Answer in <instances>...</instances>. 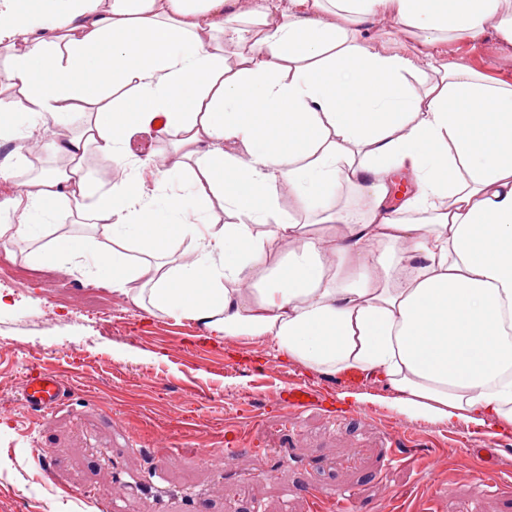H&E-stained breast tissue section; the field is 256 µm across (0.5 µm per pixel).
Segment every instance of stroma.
Returning <instances> with one entry per match:
<instances>
[{"mask_svg": "<svg viewBox=\"0 0 512 512\" xmlns=\"http://www.w3.org/2000/svg\"><path fill=\"white\" fill-rule=\"evenodd\" d=\"M441 62L464 64L488 80L512 84V51L498 32L478 38L449 33L437 46ZM32 244L0 241V512H101L121 493L113 466L140 474L153 462L152 445L179 434L182 452L168 464L166 484L200 493L197 512H310L308 489L358 494L356 512H391L400 495L423 500V512H512V435L496 437L493 461L473 453L481 434L399 414L396 394L378 376L329 375L277 356L269 341L216 340L191 318L161 315L116 297L108 280L81 264L58 271L32 264ZM31 269L15 287L11 267ZM111 304L112 318L99 311ZM52 319H44V310ZM56 365L76 389L52 413L22 402L28 370ZM299 379L341 400L343 419L322 409L305 412L287 435L277 410L283 381ZM256 416L252 437L270 456L240 454L225 464L224 419ZM425 443L427 464L388 461L405 430ZM210 449L200 460L198 449Z\"/></svg>", "mask_w": 512, "mask_h": 512, "instance_id": "1", "label": "stroma"}]
</instances>
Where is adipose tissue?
Returning a JSON list of instances; mask_svg holds the SVG:
<instances>
[{
  "instance_id": "adipose-tissue-1",
  "label": "adipose tissue",
  "mask_w": 512,
  "mask_h": 512,
  "mask_svg": "<svg viewBox=\"0 0 512 512\" xmlns=\"http://www.w3.org/2000/svg\"><path fill=\"white\" fill-rule=\"evenodd\" d=\"M388 24L418 36L416 53L373 45ZM489 27L512 45V0H0L14 159L0 179L32 166L47 126L61 161L0 200L14 216L0 240L42 228L35 261L83 258L127 301L327 374H377L398 413L499 436L512 429V84L435 54L445 33ZM159 117L172 153L95 193L87 153L125 162ZM283 183L319 229L281 211ZM344 190L364 207L340 204ZM218 205L233 222L211 223ZM61 210L107 247L53 235Z\"/></svg>"
}]
</instances>
